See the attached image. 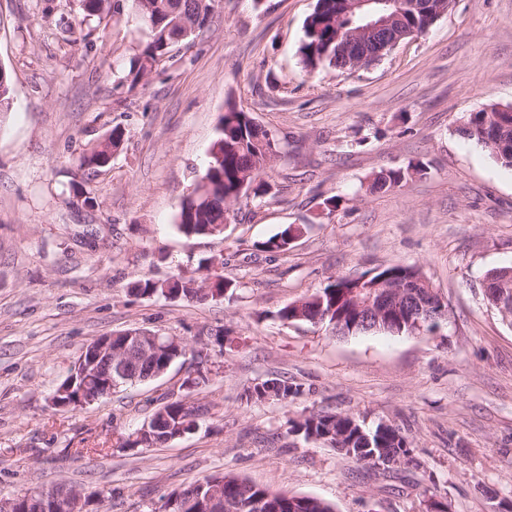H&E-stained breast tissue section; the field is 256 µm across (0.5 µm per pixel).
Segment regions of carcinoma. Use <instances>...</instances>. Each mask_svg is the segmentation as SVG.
Listing matches in <instances>:
<instances>
[{"label":"carcinoma","instance_id":"cac0c4a2","mask_svg":"<svg viewBox=\"0 0 512 512\" xmlns=\"http://www.w3.org/2000/svg\"><path fill=\"white\" fill-rule=\"evenodd\" d=\"M139 10L145 11L143 21L149 30V40L130 63L127 79L131 86L147 80L169 49L182 42L180 36L195 27L205 28L220 0H142ZM86 17L102 18L112 12L120 13V0H81ZM345 0H317L313 12L305 21L304 40L299 48L301 62L310 72L322 67L353 69L347 63L341 50L344 28L348 23ZM189 23L186 28L183 23ZM219 136L212 148V157L208 164L207 177L210 186H196L180 203L177 214V229L187 237L205 236L208 228L215 224H224L228 220L229 210L238 203L239 195L253 192V197L263 198L266 190L259 177L267 167L272 154L279 153L280 143L270 131L256 124L250 113L228 106L221 118ZM459 133L476 141L497 162L512 168V112L501 111L499 105H489L468 115ZM124 131L116 126L96 146L83 155L81 164L90 170L106 167L112 152L119 149ZM409 175V170L390 168L377 173L371 183L374 191L390 190L401 186ZM302 234V227L289 225L281 232L261 243V251L272 256L288 251L291 241ZM204 279H219V289L223 295H233L238 288L235 279L224 275V269L205 266ZM367 278L368 286L379 284L383 288L402 286L409 293L398 302L391 303L383 312L384 323L381 333L399 335L410 333L408 318L410 308L415 300L414 291L423 290L420 282L425 280L420 269L414 265L400 263L378 266L366 270L360 277H339L327 283L317 293L293 301L276 312V317L283 323H309L317 318L320 324L328 327L338 336L360 334L358 327L359 312L357 300L370 293L368 287H359V278ZM171 290L179 289L182 297L199 300L197 280L190 277L176 276L163 281L150 278L141 279L132 284L129 292L136 297L169 298L166 286ZM206 335L215 338L219 345L216 356L224 355V347L233 344L230 330L224 327L209 329ZM145 366L131 371L128 375L114 376L112 392L143 381ZM212 381L211 371L198 369L194 377L185 378L182 388L191 393ZM83 380L74 375L66 385L68 393L59 396L60 411L67 412L82 386ZM301 395L299 386L288 383L278 377L263 379L244 390L248 401L264 402L268 400L288 403V400ZM207 412L202 405H191L184 398L166 402L157 408L142 427L121 437L119 448H150L174 442L182 433H191L193 425L201 415ZM336 413L317 411L301 416L291 422L288 433L304 441L321 443L336 447ZM348 439L353 441V448L365 446V436H370L374 450L354 455V459L367 462L372 453L396 457L399 463L406 465L413 462L412 449L408 438L396 435L389 427L377 424L368 429L360 422L348 418L342 420ZM222 485L224 501L229 508L224 512H267V508L277 506L280 512H334L333 507L318 498L309 496H287L275 493L253 484L235 474L220 473L202 480L203 492L195 504L188 508L168 494L162 498V512H209V485ZM15 512H54L51 506H43L37 496L30 491L16 494Z\"/></svg>","mask_w":512,"mask_h":512}]
</instances>
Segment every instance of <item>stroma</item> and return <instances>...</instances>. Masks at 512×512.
Wrapping results in <instances>:
<instances>
[{
    "instance_id": "obj_1",
    "label": "stroma",
    "mask_w": 512,
    "mask_h": 512,
    "mask_svg": "<svg viewBox=\"0 0 512 512\" xmlns=\"http://www.w3.org/2000/svg\"><path fill=\"white\" fill-rule=\"evenodd\" d=\"M316 0H222L209 27L174 46L147 84L125 80L149 38L134 0L85 19L79 0H0V498L45 486L97 494L88 512H154L168 493L217 473L312 496L335 512H493L512 500V320L488 305L487 273L512 267V169L458 128L512 106V0H453L429 30L356 71L307 74L299 47ZM282 145L264 200L243 197L220 238L176 229L178 203L203 175L228 103ZM122 148L94 172L79 158L112 129ZM423 162L403 186L375 173ZM338 196L327 212L322 202ZM304 225L288 254L260 243ZM223 254L232 299L129 296L140 278L199 276ZM418 266L448 315L419 335L337 336L276 311L381 264ZM239 337L195 399L191 434L120 449L157 399L178 393L202 330ZM149 328L181 338L162 377L55 411L49 398L81 349ZM277 376L292 403L250 402ZM331 411L386 421L414 464L388 472L288 432ZM299 386L288 384V380L278 377L266 378L247 387L244 397L247 401L264 402L268 400L288 404L289 399L300 396Z\"/></svg>"
}]
</instances>
